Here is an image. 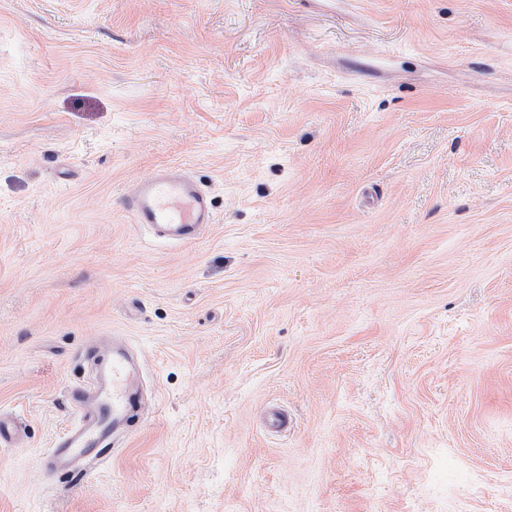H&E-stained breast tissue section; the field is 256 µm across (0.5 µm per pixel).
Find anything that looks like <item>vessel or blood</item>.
Instances as JSON below:
<instances>
[{"mask_svg": "<svg viewBox=\"0 0 512 512\" xmlns=\"http://www.w3.org/2000/svg\"><path fill=\"white\" fill-rule=\"evenodd\" d=\"M121 204L134 223L177 243L197 240L216 221L209 195L175 166L156 169L126 193ZM134 382L130 360L120 349L113 354L108 376L94 392L73 389L70 399L77 422L49 448L43 459L45 468L76 472L81 465L110 457L115 451V421L128 413Z\"/></svg>", "mask_w": 512, "mask_h": 512, "instance_id": "obj_1", "label": "vessel or blood"}]
</instances>
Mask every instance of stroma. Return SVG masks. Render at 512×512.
I'll list each match as a JSON object with an SVG mask.
<instances>
[{"instance_id": "stroma-1", "label": "stroma", "mask_w": 512, "mask_h": 512, "mask_svg": "<svg viewBox=\"0 0 512 512\" xmlns=\"http://www.w3.org/2000/svg\"><path fill=\"white\" fill-rule=\"evenodd\" d=\"M116 339L126 447L45 472ZM1 414L0 512H512V0H0ZM121 204L135 224L176 243L197 240L208 224L217 222L210 196L176 166L156 169Z\"/></svg>"}]
</instances>
